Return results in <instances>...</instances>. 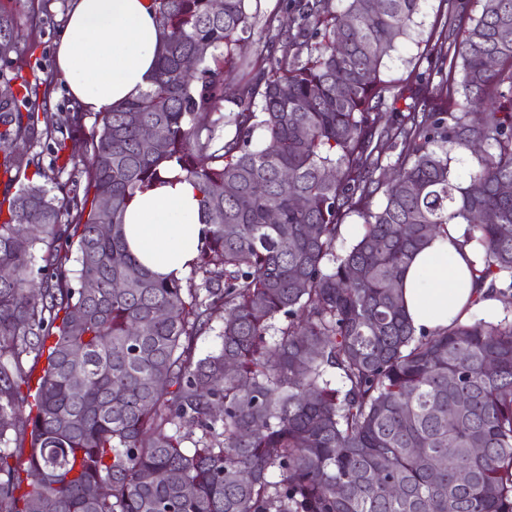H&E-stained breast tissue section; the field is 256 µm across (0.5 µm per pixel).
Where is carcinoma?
Instances as JSON below:
<instances>
[{
	"mask_svg": "<svg viewBox=\"0 0 512 512\" xmlns=\"http://www.w3.org/2000/svg\"><path fill=\"white\" fill-rule=\"evenodd\" d=\"M152 2L157 68L68 158L82 194L16 150L39 140L38 87L51 80L18 68L17 91L0 98V167L12 173L0 200V512H512V320L418 335L400 293L448 224L466 225L480 253L477 284L512 288V194L500 191L512 184V0H482L475 18L454 8L461 79L439 88L463 93L454 109L399 92L384 124L380 67L423 0H287L288 28L267 21L281 54L255 60L235 52L254 29L252 0H224L219 14L210 0ZM18 52L0 35L1 62ZM228 80L239 88L224 112ZM84 119L66 114L57 151ZM143 126L158 134L150 150ZM387 144L398 154L382 182ZM457 151L479 153L463 179ZM165 163L194 186L207 224L184 284L142 267L124 239L128 204ZM353 212L362 231L338 254ZM32 218L38 233L18 250ZM218 318L220 347L198 355ZM29 357L44 361L35 382ZM184 425L201 432L190 448ZM24 452V468L10 463ZM97 484L108 493L87 496Z\"/></svg>",
	"mask_w": 512,
	"mask_h": 512,
	"instance_id": "cac0c4a2",
	"label": "carcinoma"
}]
</instances>
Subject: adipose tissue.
Wrapping results in <instances>:
<instances>
[{"label":"adipose tissue","instance_id":"ef3b65f1","mask_svg":"<svg viewBox=\"0 0 512 512\" xmlns=\"http://www.w3.org/2000/svg\"><path fill=\"white\" fill-rule=\"evenodd\" d=\"M162 44L150 0H71L55 62L75 107L99 113L148 86ZM161 184L136 192L124 215L129 251L155 275L183 280L205 243L196 190L162 166ZM465 227L448 225L419 251L402 278L406 315L416 332L465 321L478 291L470 266L479 258Z\"/></svg>","mask_w":512,"mask_h":512}]
</instances>
